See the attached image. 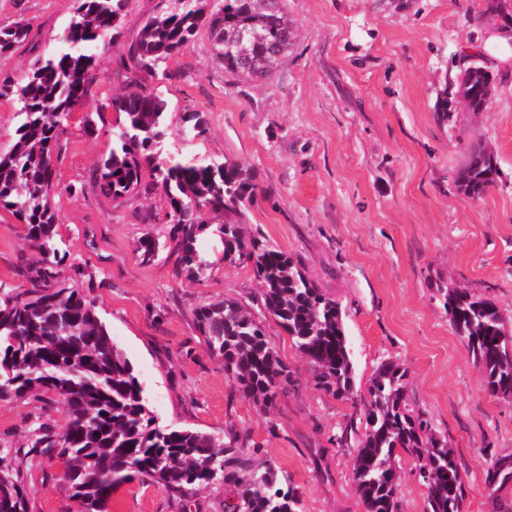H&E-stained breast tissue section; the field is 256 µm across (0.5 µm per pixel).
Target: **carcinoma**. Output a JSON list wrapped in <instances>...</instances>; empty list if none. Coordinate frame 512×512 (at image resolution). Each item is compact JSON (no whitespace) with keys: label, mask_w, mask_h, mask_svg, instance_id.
I'll return each instance as SVG.
<instances>
[{"label":"carcinoma","mask_w":512,"mask_h":512,"mask_svg":"<svg viewBox=\"0 0 512 512\" xmlns=\"http://www.w3.org/2000/svg\"><path fill=\"white\" fill-rule=\"evenodd\" d=\"M75 3L59 46L38 58L20 80L0 84V96L13 97L22 117L13 146L0 153V204L25 226L26 238L42 255L37 264L17 266L28 287L0 282V401L42 402L47 394L57 396L67 423L58 431L48 422L36 424L29 431L30 451L62 460L63 486L82 504V512H108L114 489L136 477L180 495L222 483L224 512H301L298 490L237 438L225 442L156 423L133 365L95 306L66 286L75 279L91 284L95 275L87 265L64 266L67 251L49 198L57 181L53 155L96 78L97 48L122 46L129 0ZM481 18L497 31L512 26V14L500 0L489 3ZM204 27L224 58L225 71L258 78L271 74L295 36L285 0H175L144 22L139 40L128 48L130 71L160 70ZM29 34L20 22L1 25L0 57L12 54ZM239 35L246 37L242 49L226 50L225 43ZM459 91L470 111H484L491 98L489 74L476 64L466 68ZM109 109L124 120L107 130L112 149L92 174L94 188L116 199L147 188L146 174L161 186L169 204V250L192 282L207 279L213 266L210 254L198 247L205 232L224 261L252 263L262 313L288 333L314 370L317 385L352 401L359 415L360 428L347 425L336 444L356 438L353 480L364 512H398L400 449L416 462L425 512H463L460 463L447 440L436 436L427 414L410 402L406 368L393 360L381 362L367 395H357L339 302L322 294L292 257L247 234L236 219L253 193L247 171L226 160L167 152L168 102L157 92L107 98L99 111ZM186 122L182 134L189 139L207 132L196 112ZM496 175L493 155L475 150L459 171V188L479 198ZM208 212L223 215L224 223H208ZM439 295L457 336L485 373L488 396L511 397L512 317L460 285L449 284ZM195 322L235 390L271 405L294 385L261 321L240 301L202 305ZM0 512H30L21 469L7 453L0 454Z\"/></svg>","instance_id":"obj_1"}]
</instances>
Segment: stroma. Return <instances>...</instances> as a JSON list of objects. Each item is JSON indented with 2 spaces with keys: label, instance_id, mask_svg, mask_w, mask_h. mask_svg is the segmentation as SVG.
Instances as JSON below:
<instances>
[{
  "label": "stroma",
  "instance_id": "1",
  "mask_svg": "<svg viewBox=\"0 0 512 512\" xmlns=\"http://www.w3.org/2000/svg\"><path fill=\"white\" fill-rule=\"evenodd\" d=\"M296 36L265 80L229 74L207 32L167 63V75L127 70L120 50L98 52L85 104L60 136L51 202L67 259L88 264L100 285L75 287L92 301L134 366L160 425L217 437L239 435L258 460L287 475L302 512H363L353 481L355 446H338L350 401L315 384L291 338L264 318L267 338L298 383L275 406L234 390L223 363L195 329L196 309L232 297L255 305L251 263L214 255L210 277L189 281L168 249L145 263L147 235L165 241L162 192L106 198L90 177L111 148L85 121L105 98L137 87L168 102L172 152L235 162L255 186L243 210L247 232L298 261L340 302L354 350L355 388L365 393L385 360L408 370L411 402L426 411L466 473L465 512H512V396L489 397L485 375L455 333L437 291L456 283L512 316V58L500 61L496 32L480 24L486 0H286ZM73 0H0V24L28 23L30 43L0 57V80L19 78L56 47ZM491 74L485 111L458 95L463 68ZM448 96V117L436 103ZM187 112L201 113L205 138L183 140ZM499 168L482 198L458 188L474 148ZM37 260L22 224L0 209V280L23 284L18 257ZM63 428L61 404L0 401V450L15 451L31 512H77L62 466L28 452L37 420ZM324 449L330 477L313 453ZM109 512H224V488L180 496L138 480L112 495Z\"/></svg>",
  "mask_w": 512,
  "mask_h": 512
}]
</instances>
